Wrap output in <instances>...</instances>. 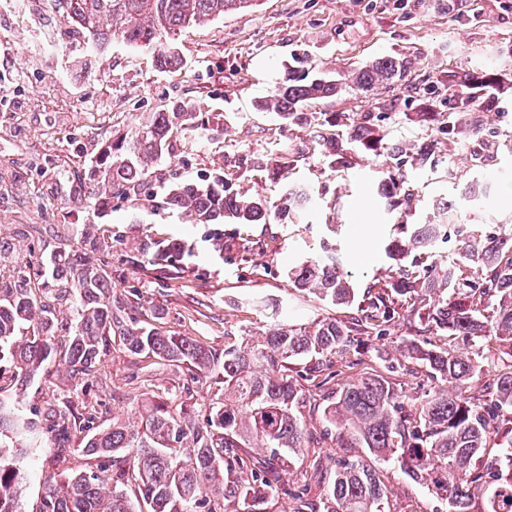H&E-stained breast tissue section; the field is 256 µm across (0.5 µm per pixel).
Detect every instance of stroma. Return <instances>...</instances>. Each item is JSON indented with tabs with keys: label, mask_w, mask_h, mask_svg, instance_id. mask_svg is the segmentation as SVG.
<instances>
[{
	"label": "stroma",
	"mask_w": 512,
	"mask_h": 512,
	"mask_svg": "<svg viewBox=\"0 0 512 512\" xmlns=\"http://www.w3.org/2000/svg\"><path fill=\"white\" fill-rule=\"evenodd\" d=\"M49 23L50 47L38 50L26 35L34 20ZM69 25L59 19L54 0H40L26 13H13L0 29V41L11 54L0 66V237L18 251L35 249L48 255L66 224L129 226L159 237H177L194 245L185 279L162 282L135 263L138 238L129 234L112 249V287L129 301L162 309L161 325L171 333L190 334L216 353L232 337L264 330L268 309L279 304L292 322L316 318L349 319L353 306H336L295 288L289 267L335 248L355 288L365 290L386 280L390 270L383 248L397 224H444L447 242L440 254L454 253L468 230L491 232L512 227V104L483 99L486 148L483 166L474 168L456 156L454 145L437 127L419 129L413 120L423 98L440 111H455L457 91L471 67L495 60L503 76L512 75V60H499L501 47L512 45V0H260L257 7L216 18L180 33L176 44L183 58L178 72L155 70L147 50L115 39L95 49L69 38ZM382 56L406 59L409 81L424 96L400 88L344 91L312 104L315 112L336 117L335 131L346 134L367 112L383 111L393 101L383 126L388 138L401 143H434L441 162L435 170L408 169L414 188L410 205L388 210L375 193L380 164L365 151L350 152V166L333 170L319 156L301 153L304 129L285 127L275 113L257 110L288 78L296 59L307 60L309 74L342 78L348 71ZM25 61L29 80L16 102L10 75ZM189 101L206 116H222L227 135L200 131L192 142L172 143L171 168L179 177L238 173L234 186L276 207L287 185L310 188L312 201L273 224L250 228L249 262L239 265L210 249L209 229L186 224L175 213L152 214L147 201H113L99 212L73 202V175L101 143L126 133L148 113ZM280 155L295 159L289 179L269 174ZM490 189L481 207L458 205L470 182ZM455 201L446 210L445 201ZM463 350L456 337H429L408 309H400L386 334L365 337L366 352L350 369L353 377L387 373L400 362L399 348L409 342ZM135 359L120 343L99 366L100 378L111 381L114 395L89 386L100 423L133 412L134 400L124 389ZM383 480L391 512H446L447 506L399 469L387 465Z\"/></svg>",
	"instance_id": "1"
}]
</instances>
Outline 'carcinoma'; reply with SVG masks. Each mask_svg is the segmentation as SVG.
<instances>
[{"label":"carcinoma","mask_w":512,"mask_h":512,"mask_svg":"<svg viewBox=\"0 0 512 512\" xmlns=\"http://www.w3.org/2000/svg\"><path fill=\"white\" fill-rule=\"evenodd\" d=\"M74 31L97 43L120 38L153 54L156 70L175 72L182 58L175 35L202 26L224 13L253 7L256 0H56ZM409 62L382 57L353 69L342 80L318 75L299 83L293 78L260 103L287 127L335 126L308 111L312 103L337 95L345 87H391L407 78ZM485 91L512 101V82L497 69L478 62L458 91L461 103L454 112H439L428 99L415 113L422 125L441 124L440 130L459 146L469 161L468 145L483 130L481 99ZM365 113L350 134L375 157L386 156L376 184L378 197L399 203L411 196L400 174L406 158L420 168H434L430 147H403L387 142ZM205 129L204 119L188 102L152 112L123 136L101 146L77 178L74 198L97 210L112 200L135 201L148 176L163 184L154 198L158 212H176L186 224H235L246 231L254 224H271L276 214L264 199L231 190L228 179H179L160 169L171 141L190 139ZM312 151L338 164L336 138L316 131ZM311 200L310 191L290 186L282 198L287 211ZM131 227L112 231L102 224H79L76 246H58L47 261L18 257L12 244L0 238V361L10 363L12 392L0 387V512H265L266 503L279 495L290 508L281 512H391L387 487L376 464H393L413 482L448 503V512H512V364L485 387L489 401L466 396L468 382L480 361L483 344L492 337L501 355L512 358V230L486 234L480 228L459 240L454 256L435 251L448 240L445 224H400L385 246L384 255L395 269L385 281L367 287L363 299L349 275L342 272L336 253L325 252L288 268L294 287L335 305L358 303L360 314L348 321L322 319L309 326L277 322L268 331L224 347V355L198 340L163 333L129 313L128 303L112 293L108 256L124 241ZM242 234L235 242L212 236L219 255L245 247ZM193 248L174 237L140 238L134 261L151 267L156 277L184 278V258ZM474 269L480 287L463 275ZM410 305L424 323L423 331L460 336L471 351L466 354L433 344L403 346L409 367H423L438 383L427 399L409 409L398 402L397 383L372 374L336 382L321 357L332 355L347 368L364 352L360 337L382 333L395 318V297ZM493 300L487 310L486 299ZM70 304L72 319L64 345L56 342L59 305ZM119 338L126 353L164 364L183 366L196 384L216 377L223 391L211 399L208 416L192 420L150 398L138 403V425L112 420L95 425L96 409L71 395L49 404L45 424L22 409V394L48 365L65 366L80 386L94 375L102 358ZM310 358L306 374L316 388L327 392L322 414L336 432L339 448H365L324 468L321 438L305 420L310 404L306 392L288 377V364ZM47 449L57 471L44 477L36 500L23 507L28 469L23 459L31 451ZM314 454L307 484L286 487L294 457ZM86 457L87 469L74 471L71 457ZM134 493H129V481ZM323 487L319 501L310 498L312 486Z\"/></svg>","instance_id":"cac0c4a2"}]
</instances>
